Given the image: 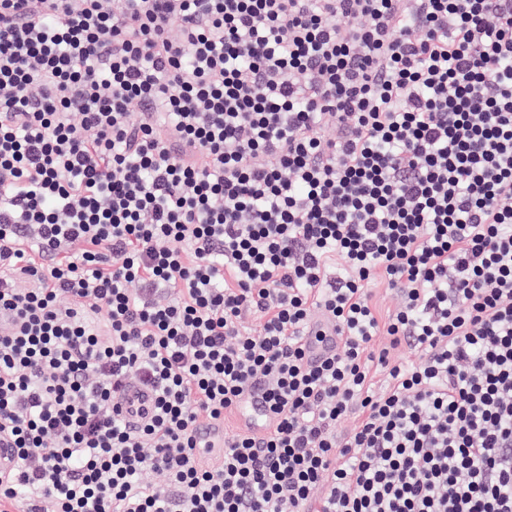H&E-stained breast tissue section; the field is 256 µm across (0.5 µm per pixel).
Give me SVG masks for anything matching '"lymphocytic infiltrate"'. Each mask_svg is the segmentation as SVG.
<instances>
[{
  "label": "lymphocytic infiltrate",
  "instance_id": "lymphocytic-infiltrate-1",
  "mask_svg": "<svg viewBox=\"0 0 512 512\" xmlns=\"http://www.w3.org/2000/svg\"><path fill=\"white\" fill-rule=\"evenodd\" d=\"M0 314V512H512V0H0ZM309 334L306 338V350L310 361H321L336 351L338 344L336 327L325 318H317ZM121 403L123 410L127 408L129 421L136 423L148 411L151 394L146 387L140 384H130L123 392Z\"/></svg>",
  "mask_w": 512,
  "mask_h": 512
}]
</instances>
